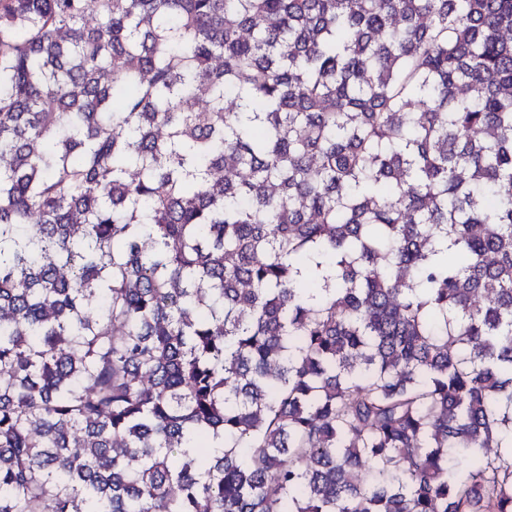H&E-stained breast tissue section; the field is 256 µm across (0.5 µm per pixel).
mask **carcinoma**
<instances>
[{"instance_id":"obj_1","label":"carcinoma","mask_w":512,"mask_h":512,"mask_svg":"<svg viewBox=\"0 0 512 512\" xmlns=\"http://www.w3.org/2000/svg\"><path fill=\"white\" fill-rule=\"evenodd\" d=\"M87 3L0 0V512H512V0Z\"/></svg>"}]
</instances>
